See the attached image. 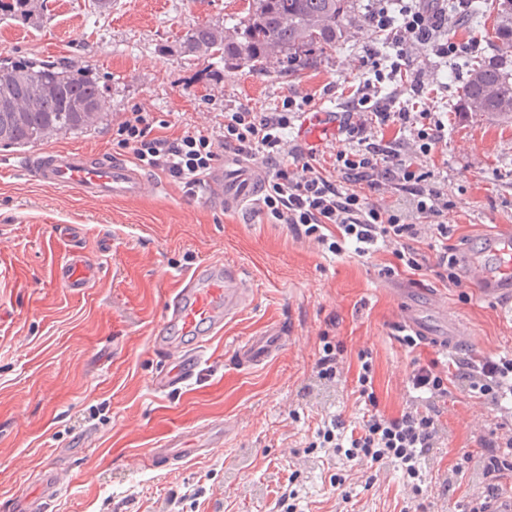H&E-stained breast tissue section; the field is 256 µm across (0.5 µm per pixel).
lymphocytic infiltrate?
<instances>
[{"instance_id":"obj_1","label":"lymphocytic infiltrate","mask_w":512,"mask_h":512,"mask_svg":"<svg viewBox=\"0 0 512 512\" xmlns=\"http://www.w3.org/2000/svg\"><path fill=\"white\" fill-rule=\"evenodd\" d=\"M368 14L370 24L388 34L397 49L390 65L398 74L411 60L413 51L429 49L442 57H461L473 43L453 38L459 14L437 9L425 0H376ZM448 40H440V33ZM310 95L286 98L271 112L244 106L225 113L224 122L211 130L190 126L170 135L156 132L150 113L132 108L118 123L115 140L120 150L130 153L140 166L161 171L190 189L212 169L216 145L233 154L261 160L266 181L255 199L254 217L286 225L296 238H311L328 252L337 254L346 240L357 244L364 256L392 248L396 266L384 267L392 276L396 267L419 272L431 270L454 286L463 284V267L451 245L452 229L446 222L448 200L431 183L428 172L413 167L412 156L430 155L442 141L444 124L437 113L413 112L398 106L395 97L375 98L370 85L357 90L350 116L336 128L344 149L333 162H326L313 144H293L289 129L302 119L310 106ZM395 125L405 133L394 141L378 139L377 133ZM387 189L404 197L403 203L383 207L367 201L364 190ZM429 238V253L418 243ZM361 366L356 391L366 411L350 432H343L338 419L325 421L317 435L320 447L355 465L373 468L388 460L394 463L410 486L421 495L425 482L420 461L440 438L437 402L448 394L453 380L467 384L469 397L484 399L494 406L512 399V359L467 357L454 365L438 361L414 363L409 375L413 390L427 393V403L408 406L399 415L380 412L373 386V361L369 353L359 356ZM479 470L482 489L469 497L461 512H488L487 506L500 494L499 482L512 469V432L492 433L481 439Z\"/></svg>"}]
</instances>
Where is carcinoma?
<instances>
[{
    "label": "carcinoma",
    "mask_w": 512,
    "mask_h": 512,
    "mask_svg": "<svg viewBox=\"0 0 512 512\" xmlns=\"http://www.w3.org/2000/svg\"><path fill=\"white\" fill-rule=\"evenodd\" d=\"M45 0H0V13L25 20L44 14ZM248 20L231 28L207 24L191 29L183 44L204 58H218L229 67L263 68L275 54L294 71L305 69L318 57L336 50L344 21L354 10V0H252ZM493 20V56L466 63L467 78L461 90L460 111L512 120V0H496ZM10 88L17 120L0 111V145L26 147L50 137L82 133L95 126L103 112L102 91L86 71L49 62L13 61L0 57V88ZM76 101L94 103V118L72 112Z\"/></svg>",
    "instance_id": "obj_1"
}]
</instances>
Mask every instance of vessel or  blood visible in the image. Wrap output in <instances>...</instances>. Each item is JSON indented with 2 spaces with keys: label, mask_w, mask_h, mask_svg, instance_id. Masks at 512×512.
<instances>
[{
  "label": "vessel or blood",
  "mask_w": 512,
  "mask_h": 512,
  "mask_svg": "<svg viewBox=\"0 0 512 512\" xmlns=\"http://www.w3.org/2000/svg\"><path fill=\"white\" fill-rule=\"evenodd\" d=\"M25 169L37 181L70 190L92 199L131 200L139 197L145 177L129 161H99L73 150L45 152L26 160ZM264 172L233 154L203 179L207 201L232 210L260 193ZM488 253L495 256L498 267L490 269L480 258L468 260L465 273L473 288L483 296L512 297V226L507 225L486 239ZM98 270L84 260L81 252L71 250L55 266L56 280L74 292L90 288ZM248 289L238 269L221 262H205L180 276L178 286L164 302L163 320L151 346L167 366L154 378L153 386L162 392L180 389L202 374L203 354L209 342L223 334L224 325L234 319L245 305ZM445 303L436 299L427 307L412 300L400 304L401 323L405 328L433 340L443 349L471 346L468 333L459 328L437 330L434 321L441 318ZM286 331L279 326L264 335L238 342L234 356L238 363L260 365L285 344ZM223 424L212 422L191 433L180 432L145 453V468L158 469L170 463L184 462L205 455L208 449L223 446ZM60 478L53 468L41 473L40 498H18L16 512H47V505L59 490Z\"/></svg>",
  "instance_id": "1"
}]
</instances>
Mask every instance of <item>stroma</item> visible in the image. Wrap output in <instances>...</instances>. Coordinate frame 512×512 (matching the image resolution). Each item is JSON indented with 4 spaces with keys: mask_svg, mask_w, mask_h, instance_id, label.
I'll list each match as a JSON object with an SVG mask.
<instances>
[{
    "mask_svg": "<svg viewBox=\"0 0 512 512\" xmlns=\"http://www.w3.org/2000/svg\"><path fill=\"white\" fill-rule=\"evenodd\" d=\"M371 0H355L335 52L300 71L270 62L263 69L224 66L183 52L196 24L231 27L247 0H46L41 20L0 19V55L88 70L105 91L101 123L23 148L0 147V512L34 494L42 467L62 477L51 512H277L278 487L291 483L297 512H400L401 471L383 465L373 482L362 470L316 447L324 419L359 420L354 392L360 353L373 358L379 409L400 414L413 396V362L436 358L426 343L410 350L397 339L402 289L417 301L445 298L449 319L473 337L474 354L512 358V320L502 301L441 282L434 272L382 276L390 252L358 256L353 244L329 253L280 224L260 222L250 206L227 211L147 172L142 195L97 201L29 177L31 155L75 149L119 159L112 128L141 106L178 129L218 126L246 105L269 112L285 98L310 94L312 111L347 110L356 89L375 79L369 49L390 65L395 52L367 21ZM466 60L415 54L405 76L380 82L382 95L408 107H430L445 125L437 151L413 157L448 197L447 221L458 256L478 252L486 235L512 225V122L457 109ZM79 244L100 268L93 288L73 293L54 278L57 260ZM224 258L244 272L250 300L208 347L204 377L181 390L157 392L161 368L150 338L166 294L180 275ZM285 325L287 344L265 363L242 367L240 340ZM342 340L345 383L315 372L320 337ZM441 438L421 468L429 485L426 512H457L477 491L476 469L456 473L479 436L504 423L492 404L469 398L462 383L439 402ZM228 428L223 447L179 466L151 470L138 454L180 430L207 422ZM344 475L342 490L329 477Z\"/></svg>",
    "mask_w": 512,
    "mask_h": 512,
    "instance_id": "obj_1",
    "label": "stroma"
}]
</instances>
